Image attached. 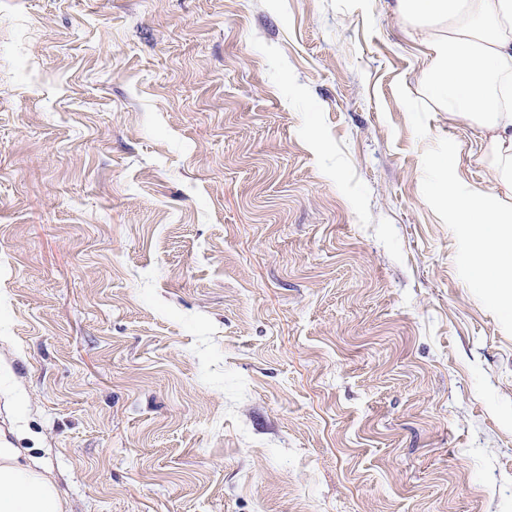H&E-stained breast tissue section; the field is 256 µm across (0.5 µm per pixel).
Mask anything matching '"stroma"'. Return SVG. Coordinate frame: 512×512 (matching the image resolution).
<instances>
[{
	"label": "stroma",
	"instance_id": "35a3bbf8",
	"mask_svg": "<svg viewBox=\"0 0 512 512\" xmlns=\"http://www.w3.org/2000/svg\"><path fill=\"white\" fill-rule=\"evenodd\" d=\"M420 69L379 0H0V430L70 512H512Z\"/></svg>",
	"mask_w": 512,
	"mask_h": 512
}]
</instances>
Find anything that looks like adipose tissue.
Wrapping results in <instances>:
<instances>
[{
	"instance_id": "adipose-tissue-1",
	"label": "adipose tissue",
	"mask_w": 512,
	"mask_h": 512,
	"mask_svg": "<svg viewBox=\"0 0 512 512\" xmlns=\"http://www.w3.org/2000/svg\"><path fill=\"white\" fill-rule=\"evenodd\" d=\"M421 48L420 90L450 122L474 131L489 179L449 169L437 195L452 223L472 225L477 275L512 288V0H393ZM54 478L0 437V512H65Z\"/></svg>"
}]
</instances>
